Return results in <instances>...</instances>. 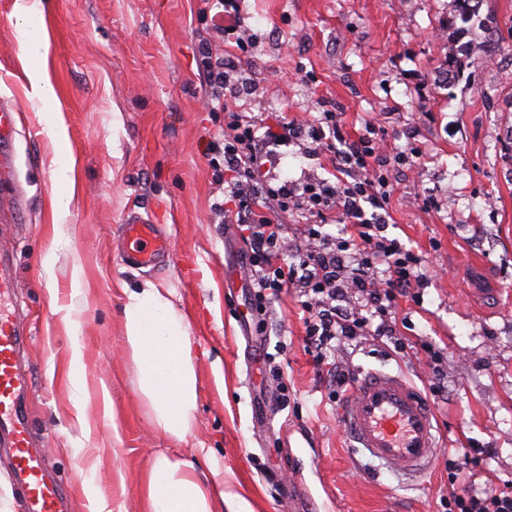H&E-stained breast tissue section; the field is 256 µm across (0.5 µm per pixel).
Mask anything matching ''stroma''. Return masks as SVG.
<instances>
[{
	"mask_svg": "<svg viewBox=\"0 0 512 512\" xmlns=\"http://www.w3.org/2000/svg\"><path fill=\"white\" fill-rule=\"evenodd\" d=\"M16 3L0 0V102L18 114L13 179L27 200L0 222L17 271L11 301L31 334L26 406L47 434L69 512H90L88 478L109 512H143L152 452L201 442L224 468L225 491L254 512H446L448 457L470 445L481 450L470 468L477 486L512 491V0H483L480 22L468 25L455 0H240L248 50L239 66L249 80L241 99L261 124L286 114L312 120L327 108L343 112L350 135L369 123L385 130L388 154L422 149L414 166L389 171L385 234L424 255L431 275L422 303L398 302L405 347L336 343L353 373L400 369L419 385L424 345L447 356L431 399L446 446L415 481L352 454L341 405L305 349L295 290L264 318L249 308L241 285L249 245L210 209L220 191L208 145L224 114L203 107L195 0H41L49 100L33 96L25 75ZM487 41L497 65L458 51ZM62 165L72 183L55 180ZM265 171L300 185L332 168L301 140ZM59 194L72 202L57 218ZM132 209L162 225L169 262L122 264ZM146 281L174 289L190 323L198 409L192 435L177 445L150 427L124 338V291ZM75 320L79 393L69 379Z\"/></svg>",
	"mask_w": 512,
	"mask_h": 512,
	"instance_id": "35a3bbf8",
	"label": "stroma"
}]
</instances>
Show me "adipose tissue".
I'll list each match as a JSON object with an SVG mask.
<instances>
[{
  "label": "adipose tissue",
  "mask_w": 512,
  "mask_h": 512,
  "mask_svg": "<svg viewBox=\"0 0 512 512\" xmlns=\"http://www.w3.org/2000/svg\"><path fill=\"white\" fill-rule=\"evenodd\" d=\"M123 321L150 425L172 441L186 440L196 421L198 373L189 325L173 290L148 281L127 291ZM145 500L146 512H253L244 498L225 492L224 470L205 447L189 458L154 453Z\"/></svg>",
  "instance_id": "adipose-tissue-1"
}]
</instances>
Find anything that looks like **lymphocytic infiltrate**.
<instances>
[{
	"label": "lymphocytic infiltrate",
	"instance_id": "obj_1",
	"mask_svg": "<svg viewBox=\"0 0 512 512\" xmlns=\"http://www.w3.org/2000/svg\"><path fill=\"white\" fill-rule=\"evenodd\" d=\"M197 2L202 27L195 63L217 110L224 113V133L210 145L211 153L224 163L223 172L215 176L224 199L214 209L231 215L250 245L251 307L265 314L284 289H297L303 298L307 350L332 383L344 385L348 374L336 360V339L375 334L401 342L392 314L399 299L419 300L429 281L421 256L383 234V212L392 194L387 174L390 157L373 137L348 136L339 112H321L306 129L291 117L260 128L238 105L237 94L224 92L237 64V51L245 44L239 34L237 0ZM303 129L308 132L310 152L331 154L334 180H313L299 190L261 180L271 146L297 139ZM332 214L345 224V236L323 232L321 224ZM299 215L312 216L313 221L304 225L306 243L291 262L285 257L284 219ZM349 293L357 295V309L337 308L338 298ZM470 461L465 450L448 462L453 471L448 512H512V493L492 485L476 488L465 477Z\"/></svg>",
	"mask_w": 512,
	"mask_h": 512
}]
</instances>
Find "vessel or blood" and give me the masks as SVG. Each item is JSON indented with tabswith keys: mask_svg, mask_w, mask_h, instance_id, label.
Instances as JSON below:
<instances>
[{
	"mask_svg": "<svg viewBox=\"0 0 512 512\" xmlns=\"http://www.w3.org/2000/svg\"><path fill=\"white\" fill-rule=\"evenodd\" d=\"M13 108L0 105V175L14 155ZM127 266H156L172 252L160 225L129 213L122 226ZM27 336L18 311L0 308V447L8 451L9 471L21 512H64L51 463L38 448L36 431L24 405L27 378L21 350ZM343 426L356 454L412 479L430 472L439 453L435 415L421 391L401 373L370 371L358 377L343 403Z\"/></svg>",
	"mask_w": 512,
	"mask_h": 512,
	"instance_id": "1",
	"label": "vessel or blood"
}]
</instances>
